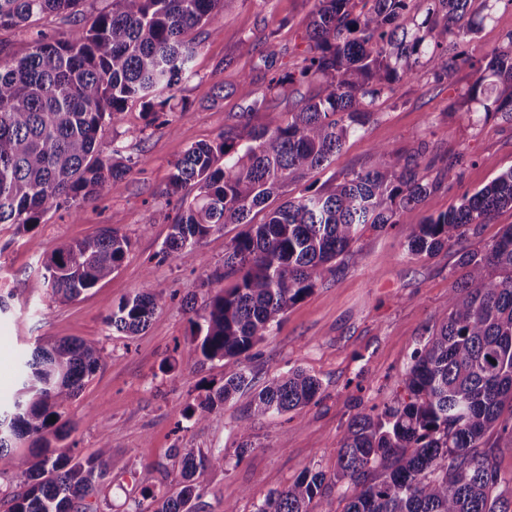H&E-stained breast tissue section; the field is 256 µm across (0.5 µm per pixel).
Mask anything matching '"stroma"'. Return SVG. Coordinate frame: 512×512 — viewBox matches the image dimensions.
Segmentation results:
<instances>
[{"instance_id":"1","label":"stroma","mask_w":512,"mask_h":512,"mask_svg":"<svg viewBox=\"0 0 512 512\" xmlns=\"http://www.w3.org/2000/svg\"><path fill=\"white\" fill-rule=\"evenodd\" d=\"M314 7L315 0H224L223 10L194 33L192 74L170 102L171 125L148 124L141 106L130 104L106 126L105 142L122 146L132 166L122 188L81 202L75 213L50 211L28 231L0 224V296L9 304L0 314V401L9 402L19 388L18 357L31 351L35 340L75 336L99 341L105 349L99 370L62 416L69 429L66 444L81 455L99 448L102 430L110 432L112 472L96 500L100 512H129L147 489L160 496L176 492L177 452L184 448L202 453L220 448L227 460L226 467L207 470L201 478L202 512H224L228 503L254 512L268 491L283 489L307 468L334 473L351 416L402 392L411 353L448 304L459 248L418 257L407 250L406 225L368 228L335 273L288 308L246 364L227 359L200 367L187 352L196 317L187 302L206 300L208 279L223 268L224 248L242 227L212 231L197 244L195 261H160L177 213L168 203L172 166L190 146L214 141L242 119L265 125L270 115L293 111L311 94L305 84L266 92L260 58L271 53L281 69H298ZM75 26L74 17L60 14L29 28L1 29L0 56H24L38 36L63 37ZM471 81L466 68L439 81L429 67H421L394 97L377 101L375 118L329 165L310 174L309 183L332 188L346 174L369 168L374 148L406 157L425 141L429 150L420 164L436 187L419 215L459 204L512 168V119L485 114L467 100ZM262 95L265 109L247 113L248 104ZM106 225L131 242L120 268L75 302L51 301L43 287L42 258ZM146 279L158 299L150 325L132 338L112 331L106 317ZM242 367L257 387L300 367L321 389L296 414L252 417L247 390L201 412L207 387L220 386ZM245 426L253 447L242 455Z\"/></svg>"}]
</instances>
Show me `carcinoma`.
<instances>
[{"instance_id": "carcinoma-1", "label": "carcinoma", "mask_w": 512, "mask_h": 512, "mask_svg": "<svg viewBox=\"0 0 512 512\" xmlns=\"http://www.w3.org/2000/svg\"><path fill=\"white\" fill-rule=\"evenodd\" d=\"M512 0H316L305 28L297 71L260 58L267 90L314 84L315 92L263 128L245 121L210 143L186 150L170 174L182 200L162 253L197 258L196 245L226 224H248L224 249V272L213 274L203 314L192 322L189 354L199 363L250 358L289 306L308 296L349 254L365 227H409L408 252L428 255L461 243L504 208H512V168L436 216L417 218L433 188L418 157L404 160L375 148L374 164L347 174L330 190H312L275 207L270 201L325 166L374 116L376 102L428 65L436 79L470 67L464 96L486 113L512 118V31L482 59L466 50L473 16L491 17ZM83 0H0V29L30 26L53 13L77 15ZM224 0H112L65 38L36 42L19 59L0 58V224L28 228L61 208L113 193L129 172L121 146L104 150L107 122L139 102L148 123L170 124L165 109L188 77L196 43ZM263 214L252 223V213ZM129 239L104 227L56 248L42 260L47 294L73 302L109 279L123 263ZM158 308L150 280L112 310L108 324L132 337ZM92 340L36 344L23 362L12 409L0 410V482L11 491L6 512H97L86 500L109 474L107 434L82 457L62 444L65 410L103 361ZM404 394L350 420L337 451L336 472L306 469L269 492L254 512H310V504L348 481L355 494L343 512H512L497 489L512 484L500 472L495 432L512 437V225L479 249L461 252L448 305L402 379ZM251 385L241 369L207 394L202 411L224 405ZM320 391L302 368L270 378L250 413L299 412ZM56 421H51V418ZM32 440V450L15 448ZM224 467V452L183 455L179 490H146L130 512H200L204 471Z\"/></svg>"}]
</instances>
